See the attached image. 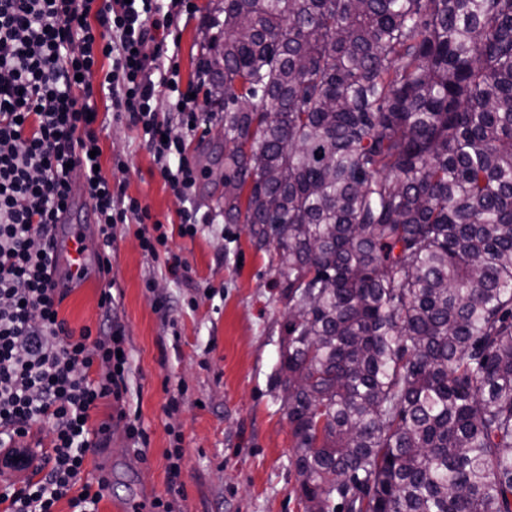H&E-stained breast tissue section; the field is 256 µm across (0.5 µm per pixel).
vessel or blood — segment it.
<instances>
[{"mask_svg":"<svg viewBox=\"0 0 512 512\" xmlns=\"http://www.w3.org/2000/svg\"><path fill=\"white\" fill-rule=\"evenodd\" d=\"M94 257L91 224L66 223L55 231L52 279L59 288H70L86 273Z\"/></svg>","mask_w":512,"mask_h":512,"instance_id":"vessel-or-blood-1","label":"vessel or blood"}]
</instances>
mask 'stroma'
<instances>
[{
    "label": "stroma",
    "mask_w": 512,
    "mask_h": 512,
    "mask_svg": "<svg viewBox=\"0 0 512 512\" xmlns=\"http://www.w3.org/2000/svg\"><path fill=\"white\" fill-rule=\"evenodd\" d=\"M208 4L183 0L174 17L183 88L203 77ZM97 108L104 174L148 207L163 224L171 253L189 267L188 279H175L163 258L143 250L137 225L114 228V313L125 327L131 365L126 409L138 417L148 444L133 446L124 422L112 421L109 444L95 458L110 479L101 512L122 505L152 512L153 500L167 495L165 454L177 432L182 512H305L275 376L288 304L274 286L273 245L258 246L245 225L224 221L223 113L200 118L190 135L170 114L189 161L204 172L180 196L165 184L140 136L113 120L105 100ZM188 209L209 218L192 235L180 231V214ZM102 286L92 281L63 301L61 315L72 329L106 328Z\"/></svg>",
    "instance_id": "35a3bbf8"
}]
</instances>
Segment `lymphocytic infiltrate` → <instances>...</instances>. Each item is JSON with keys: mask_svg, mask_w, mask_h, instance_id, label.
I'll use <instances>...</instances> for the list:
<instances>
[{"mask_svg": "<svg viewBox=\"0 0 512 512\" xmlns=\"http://www.w3.org/2000/svg\"><path fill=\"white\" fill-rule=\"evenodd\" d=\"M178 0H0V447L29 440L41 454L25 479L0 477V512H100L109 478L87 469L106 448L104 401L128 393L126 334L118 321L92 336L60 316L66 292L50 280L54 228L81 185L111 247L118 224H138L144 251L158 255L161 222L94 168L92 121L105 93L117 118L140 135L165 183L195 181L184 144L158 109L197 123L209 102L179 87L162 64ZM109 67H102V59ZM102 71L99 85L88 77Z\"/></svg>", "mask_w": 512, "mask_h": 512, "instance_id": "f902f5d3", "label": "lymphocytic infiltrate"}]
</instances>
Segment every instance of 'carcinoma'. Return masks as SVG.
Segmentation results:
<instances>
[{
  "label": "carcinoma",
  "instance_id": "cac0c4a2",
  "mask_svg": "<svg viewBox=\"0 0 512 512\" xmlns=\"http://www.w3.org/2000/svg\"><path fill=\"white\" fill-rule=\"evenodd\" d=\"M214 2L306 512H512V0Z\"/></svg>",
  "mask_w": 512,
  "mask_h": 512
}]
</instances>
